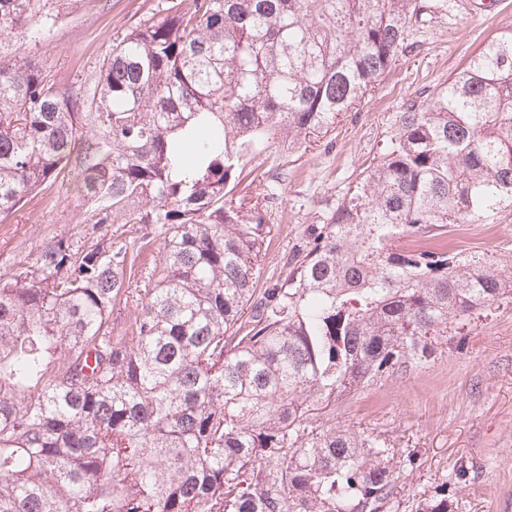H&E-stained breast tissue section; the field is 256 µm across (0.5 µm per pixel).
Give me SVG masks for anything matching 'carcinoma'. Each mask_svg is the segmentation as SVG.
Here are the masks:
<instances>
[{
    "label": "carcinoma",
    "mask_w": 512,
    "mask_h": 512,
    "mask_svg": "<svg viewBox=\"0 0 512 512\" xmlns=\"http://www.w3.org/2000/svg\"><path fill=\"white\" fill-rule=\"evenodd\" d=\"M48 2L0 0V45L42 31ZM432 8L173 0L81 83L0 57V215L59 182L82 226L0 274V512L390 502L385 443L318 420L512 300L511 267L397 245L512 206V28L403 102L362 181L259 294L288 169L239 186L251 159L335 130ZM419 512H450L446 490Z\"/></svg>",
    "instance_id": "carcinoma-1"
}]
</instances>
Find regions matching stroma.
<instances>
[{
  "mask_svg": "<svg viewBox=\"0 0 512 512\" xmlns=\"http://www.w3.org/2000/svg\"><path fill=\"white\" fill-rule=\"evenodd\" d=\"M167 0H50L51 24L42 40L21 31L10 53L28 56L54 79L83 81L132 25L157 15ZM512 28V0L492 13L469 0L410 36L381 86L338 118L336 128L306 150L279 155L289 172L273 217L261 282L276 279L283 256L310 224L323 220L348 187L360 181L391 129L393 115L415 92L447 83L501 31ZM79 226L66 187L53 184L15 214L0 219V273L24 248ZM456 238L459 251L478 252L512 266V207L493 224H460L449 237H422L423 247ZM328 422L385 441L392 453L395 489L390 512H416L421 501L447 487L454 512H512V303L475 320L467 336L441 345L427 360L393 370L337 401Z\"/></svg>",
  "mask_w": 512,
  "mask_h": 512,
  "instance_id": "35a3bbf8",
  "label": "stroma"
}]
</instances>
